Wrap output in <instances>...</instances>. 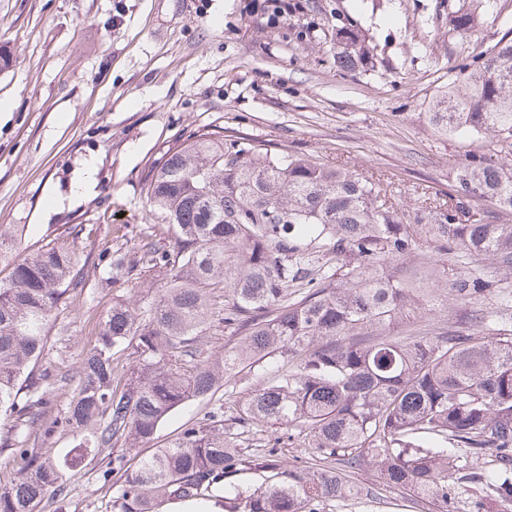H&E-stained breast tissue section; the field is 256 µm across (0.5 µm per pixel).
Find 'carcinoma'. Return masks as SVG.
<instances>
[{
	"mask_svg": "<svg viewBox=\"0 0 512 512\" xmlns=\"http://www.w3.org/2000/svg\"><path fill=\"white\" fill-rule=\"evenodd\" d=\"M475 19L451 11L459 31ZM369 60L355 30L336 29L337 67ZM462 71L425 118L444 136L495 139L504 160L470 156L448 204L411 215L380 181L222 131L190 135L142 187L152 226L167 231L141 233L133 256L117 249L110 262L127 274L161 270L165 282L153 296L113 302L96 343L60 377L36 367L55 312L85 288L72 245L84 227L14 260L18 229L0 225V263L11 267L0 281V414L13 420L5 440L22 460L14 483L0 487V512H64L84 461L120 438L131 448L150 442L175 408L277 352L297 356L296 370L253 390L240 422L297 429L322 460L366 457L384 484L443 512H512V327L478 309L468 335L360 339L418 296L478 305L500 294V275H512V224L472 207L482 200L512 210V39ZM398 260L419 261L425 277L392 279L387 266ZM216 288L224 289L222 322L241 339L203 359L197 336L213 323ZM121 346L133 365L119 387L112 360ZM59 391L70 394L63 420L75 445L55 457L29 447L24 430L44 420ZM237 437L214 413L132 470L114 458L111 512H158L170 500H214L224 512H322L326 499L370 496L344 472L288 468L275 448L245 453ZM241 472L265 484L240 487ZM461 482L480 495L460 500Z\"/></svg>",
	"mask_w": 512,
	"mask_h": 512,
	"instance_id": "1",
	"label": "carcinoma"
}]
</instances>
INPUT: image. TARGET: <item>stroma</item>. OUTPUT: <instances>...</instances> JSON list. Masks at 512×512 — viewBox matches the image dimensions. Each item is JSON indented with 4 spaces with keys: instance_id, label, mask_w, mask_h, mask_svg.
Returning <instances> with one entry per match:
<instances>
[{
    "instance_id": "stroma-1",
    "label": "stroma",
    "mask_w": 512,
    "mask_h": 512,
    "mask_svg": "<svg viewBox=\"0 0 512 512\" xmlns=\"http://www.w3.org/2000/svg\"><path fill=\"white\" fill-rule=\"evenodd\" d=\"M301 12L263 18L259 0H0V224H20L18 253L51 243L83 225L76 250L87 286L59 311L48 355L71 372L95 342L114 297L160 286L162 272L109 280L115 250L134 253L148 226L143 181L169 152L201 129L223 128L319 163L388 182L398 207L447 199L455 165L500 148L481 136L442 137L422 117L463 64L489 52L512 29V0H496L499 22L478 17L473 31H453L449 7L472 0H302ZM368 41V67L345 72L334 63L338 17ZM96 185L73 197L86 166ZM468 304L438 298L406 309L386 327L396 338L450 325L472 333ZM274 356L229 378L222 389L175 410L154 447L174 442L203 421L225 395L245 400L260 383L294 369ZM288 429L256 422L239 428L242 447L279 438V457L306 467L314 449ZM122 446L103 449L70 480L65 512H110L102 472ZM371 488L350 506L325 501L324 512H441L409 504L381 484L368 461L350 471Z\"/></svg>"
}]
</instances>
